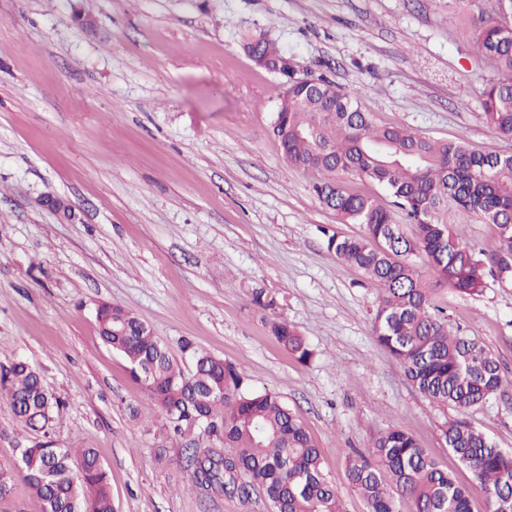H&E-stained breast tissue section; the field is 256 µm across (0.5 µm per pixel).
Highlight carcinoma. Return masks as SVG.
Masks as SVG:
<instances>
[{
    "instance_id": "obj_1",
    "label": "carcinoma",
    "mask_w": 512,
    "mask_h": 512,
    "mask_svg": "<svg viewBox=\"0 0 512 512\" xmlns=\"http://www.w3.org/2000/svg\"><path fill=\"white\" fill-rule=\"evenodd\" d=\"M470 33L496 64L500 78L482 93V116L512 141V0H482ZM288 111L275 113L272 133L285 162L312 174L320 201L357 236L327 234V248L358 268L382 293L373 331L377 343L400 364L421 394L464 413L496 396L504 376L496 356L480 341L453 330L450 317L433 305L432 288L445 284L464 296L485 293L490 283L512 281V154H480L465 138L442 142L401 126L373 123L350 94L336 91V109L322 95L293 81ZM365 177L386 198L350 188ZM401 209L411 235L395 223ZM494 225L500 250L490 256L473 248L448 208ZM421 255L426 270L410 257ZM103 343L126 362L131 379L144 386L177 436L203 422L223 431V448H193L183 457L203 494L248 497L263 491L272 512H343L321 468V453L303 422L270 391L252 390L224 360L182 343L177 362L150 326L120 305L104 303L98 316ZM271 332L302 362L313 353L286 321ZM0 400L38 436L18 449V466L0 474V501L20 475L41 512H112L107 472L92 448H59L51 439L62 401L42 384L38 371L17 360L0 371ZM442 437L492 501V512H512V452L494 446L463 418L448 422ZM351 485L368 512H471L470 487L458 482L412 434L393 428L368 453L345 456Z\"/></svg>"
}]
</instances>
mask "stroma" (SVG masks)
<instances>
[{
	"mask_svg": "<svg viewBox=\"0 0 512 512\" xmlns=\"http://www.w3.org/2000/svg\"><path fill=\"white\" fill-rule=\"evenodd\" d=\"M475 0H0V368L23 358L63 403L52 438L95 449L114 512H270L191 490L148 392L100 338L96 307L146 321L173 357L182 340L277 393L321 451L344 512H367L347 453L411 433L460 482L446 448L452 406L430 402L373 336L381 289L337 261L326 232L360 234L289 167L271 133L280 74L244 51L263 37L298 77L325 78L379 124L482 153H512L482 117L495 64L468 33ZM52 194L78 214L62 221ZM434 305L499 360L508 383L467 418L512 450V283L480 296L440 285ZM293 324L300 362L272 336ZM166 436V435H165ZM271 332L288 351L296 355L301 362L309 361L313 353L309 349L303 336L287 321H274Z\"/></svg>",
	"mask_w": 512,
	"mask_h": 512,
	"instance_id": "35a3bbf8",
	"label": "stroma"
}]
</instances>
